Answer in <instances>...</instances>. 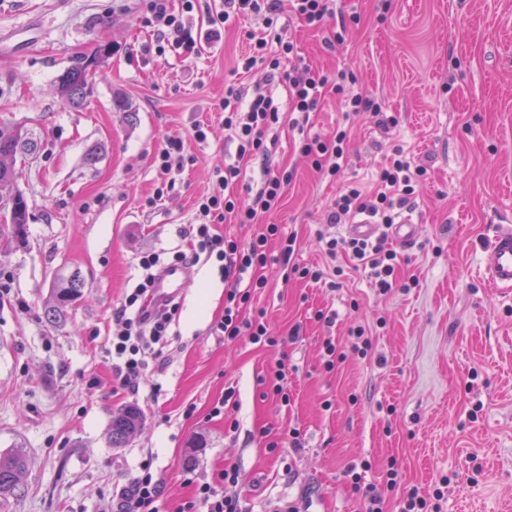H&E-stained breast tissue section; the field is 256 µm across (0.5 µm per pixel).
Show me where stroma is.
<instances>
[{"label": "stroma", "mask_w": 512, "mask_h": 512, "mask_svg": "<svg viewBox=\"0 0 512 512\" xmlns=\"http://www.w3.org/2000/svg\"><path fill=\"white\" fill-rule=\"evenodd\" d=\"M140 8L0 0V126L22 128L35 147L15 181L28 203L25 241H0V275L11 277L0 297V454L28 460L6 512H112L113 492L149 455L165 512L187 496V473L206 479L227 465L239 470L247 512L308 500L315 512H364L356 473L385 512L409 489L437 486L442 512H512V292L489 287L484 263L493 225L512 219V0H335V18L317 28L280 15L297 57L335 83L305 130L279 128L276 160L289 182L264 224L296 234L300 264L322 262L326 240L346 233L326 222L336 194L351 182L373 187L392 147L403 146L427 169L408 213L418 242L398 253L401 278L416 284L380 294L343 254L335 264L347 274L335 288L265 267L267 285L249 310L285 342L259 347L216 335L224 284L216 261L198 263L178 295L163 369L135 391L118 384L105 352L112 310L140 278L139 255L181 244L197 197L216 188L213 169L234 161L218 103L228 87L263 82L264 67L244 71L242 58L245 32L267 33L262 19L244 18L200 57L157 58L142 51L155 37ZM101 45L110 57L84 104L69 107L58 76ZM349 88L398 125L344 111ZM198 122L210 126L207 144L187 138ZM340 131L345 163L334 178L298 147ZM168 135L186 137L199 161L164 209L147 211L152 155ZM74 271L82 293L50 322L55 282ZM359 326L370 341L364 354L354 349ZM281 360L286 404L266 385ZM155 382L162 391L151 401ZM228 388L234 402L213 415ZM128 405L142 426L112 447V415Z\"/></svg>", "instance_id": "35a3bbf8"}]
</instances>
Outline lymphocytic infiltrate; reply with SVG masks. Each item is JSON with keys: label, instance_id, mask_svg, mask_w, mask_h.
<instances>
[{"label": "lymphocytic infiltrate", "instance_id": "f902f5d3", "mask_svg": "<svg viewBox=\"0 0 512 512\" xmlns=\"http://www.w3.org/2000/svg\"><path fill=\"white\" fill-rule=\"evenodd\" d=\"M330 0H219L211 10L207 29L196 23L198 0H181L180 9H173L170 0H143L142 21L156 33L153 51L162 57L166 53L190 58L198 56L203 42L221 40L227 23L248 15H263L266 25H273L281 12H289L306 26L322 25L331 16ZM267 43L257 39L250 44L249 54L242 67L251 70L258 61H267L266 86L253 90L230 89L219 104L224 127L237 143V160L215 168L213 176L218 191L202 195L196 203L194 222L184 245L167 252H148L138 259L142 271L139 282L128 289L112 313L114 329L108 339L107 352L112 358V373L120 384L139 388L149 361L159 358L167 343L170 328L179 313L180 305L174 298L152 305L157 276L165 267L187 265L200 258H213L224 277V313L215 325L216 332L225 341L233 342L247 337L249 342L261 346H274L278 337L272 336L262 315L247 316L245 310L256 290L266 282L259 277V269L276 263L291 268L300 278L322 281L323 269L292 265L296 239L282 236L279 225H266L264 231L248 243H241L217 232L216 227L233 220L237 224H254L278 203L284 174L272 168L270 161L276 145L272 131L281 125L287 113L297 114L308 121L316 110L322 92L329 83L326 75L303 68L296 74L286 75L280 70V58L266 59ZM285 82L288 101L280 103L268 91L269 83ZM345 132H337L333 141L320 139L303 141L299 146L302 157L309 159L316 170L335 176L341 171L344 155ZM248 157L261 158L262 179L248 201H241L238 183L241 175L239 162ZM197 158L189 154L184 141L178 136L166 137L153 155L157 172V185L152 196L145 200L148 209L164 207L173 193L179 177L195 165ZM426 173L423 165L412 163L401 148H394L388 165L381 169L377 187L366 192L355 185L344 188L336 197L328 215L332 224L342 218L359 214L373 218L376 223L393 224L398 212L409 206L415 196L421 177ZM279 240L278 255H271L269 243ZM346 253L355 269L363 270L376 288L388 292L397 284L399 258L386 249L383 238L364 241L355 238H331L326 242V253L337 257ZM236 467L225 466L211 478H187L189 495L178 506V512H245L239 497L229 494V487L238 483ZM161 482L154 470L152 458H145L129 485L119 493L116 512H161Z\"/></svg>", "mask_w": 512, "mask_h": 512}]
</instances>
